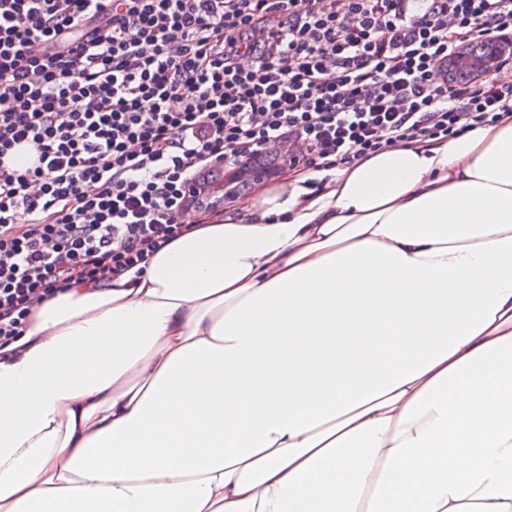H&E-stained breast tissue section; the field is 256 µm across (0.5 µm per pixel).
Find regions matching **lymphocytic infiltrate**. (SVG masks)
<instances>
[{"label": "lymphocytic infiltrate", "mask_w": 512, "mask_h": 512, "mask_svg": "<svg viewBox=\"0 0 512 512\" xmlns=\"http://www.w3.org/2000/svg\"><path fill=\"white\" fill-rule=\"evenodd\" d=\"M512 41V0H0V348L212 213L193 182L286 142L292 169L448 140L512 80L448 59Z\"/></svg>", "instance_id": "obj_1"}]
</instances>
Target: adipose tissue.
Instances as JSON below:
<instances>
[{
	"mask_svg": "<svg viewBox=\"0 0 512 512\" xmlns=\"http://www.w3.org/2000/svg\"><path fill=\"white\" fill-rule=\"evenodd\" d=\"M184 221L0 349V512H512V111Z\"/></svg>",
	"mask_w": 512,
	"mask_h": 512,
	"instance_id": "obj_1",
	"label": "adipose tissue"
}]
</instances>
